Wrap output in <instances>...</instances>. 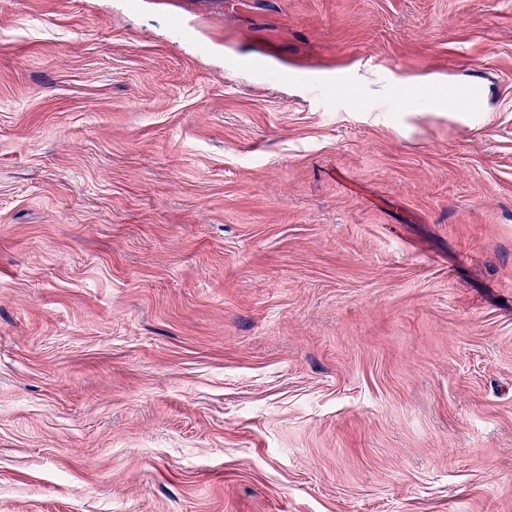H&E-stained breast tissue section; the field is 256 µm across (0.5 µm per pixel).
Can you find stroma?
<instances>
[{
  "mask_svg": "<svg viewBox=\"0 0 512 512\" xmlns=\"http://www.w3.org/2000/svg\"><path fill=\"white\" fill-rule=\"evenodd\" d=\"M0 512H512V0H0ZM450 96L452 98H469L471 108L468 112H472L471 115L475 121H480L484 116V112H487L485 102L477 85L455 87L450 91Z\"/></svg>",
  "mask_w": 512,
  "mask_h": 512,
  "instance_id": "stroma-1",
  "label": "stroma"
}]
</instances>
